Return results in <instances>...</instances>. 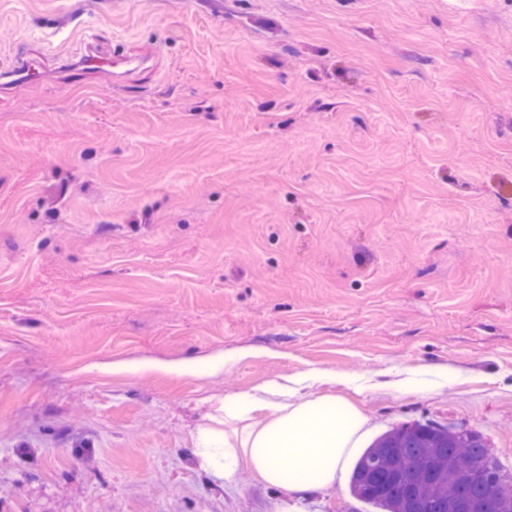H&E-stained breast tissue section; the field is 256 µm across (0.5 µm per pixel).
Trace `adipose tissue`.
I'll use <instances>...</instances> for the list:
<instances>
[{
    "instance_id": "obj_1",
    "label": "adipose tissue",
    "mask_w": 512,
    "mask_h": 512,
    "mask_svg": "<svg viewBox=\"0 0 512 512\" xmlns=\"http://www.w3.org/2000/svg\"><path fill=\"white\" fill-rule=\"evenodd\" d=\"M317 379L328 382L332 376L309 370L215 404L211 425L196 436L194 454L202 467L226 479L248 470L286 498L334 486L366 419L342 398L309 395Z\"/></svg>"
}]
</instances>
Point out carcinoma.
Wrapping results in <instances>:
<instances>
[{
  "label": "carcinoma",
  "instance_id": "1",
  "mask_svg": "<svg viewBox=\"0 0 512 512\" xmlns=\"http://www.w3.org/2000/svg\"><path fill=\"white\" fill-rule=\"evenodd\" d=\"M350 491L380 512H512V486L483 436L434 420L379 436L357 460Z\"/></svg>",
  "mask_w": 512,
  "mask_h": 512
}]
</instances>
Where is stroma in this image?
<instances>
[{"label": "stroma", "mask_w": 512, "mask_h": 512, "mask_svg": "<svg viewBox=\"0 0 512 512\" xmlns=\"http://www.w3.org/2000/svg\"><path fill=\"white\" fill-rule=\"evenodd\" d=\"M0 82V512H273L195 434L311 369L512 479V0H0ZM120 64L108 60L102 55H88L77 63V73L79 74L77 82L83 84L87 77L93 75L97 70L103 68L117 69Z\"/></svg>", "instance_id": "obj_1"}]
</instances>
